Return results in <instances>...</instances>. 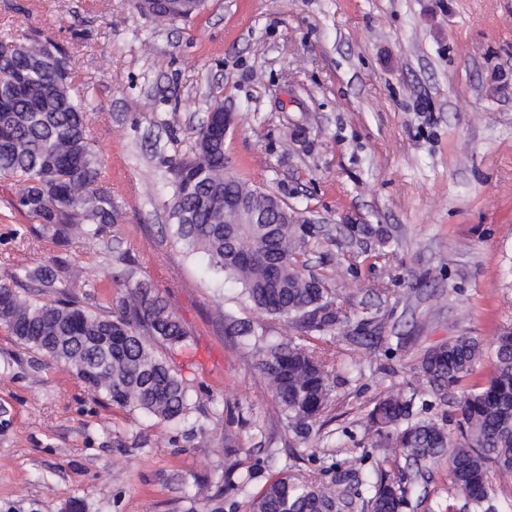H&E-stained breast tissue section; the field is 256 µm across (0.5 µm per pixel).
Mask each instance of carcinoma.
<instances>
[{"label":"carcinoma","mask_w":512,"mask_h":512,"mask_svg":"<svg viewBox=\"0 0 512 512\" xmlns=\"http://www.w3.org/2000/svg\"><path fill=\"white\" fill-rule=\"evenodd\" d=\"M186 18L179 0H158L154 20ZM50 41L0 38V175L18 183L14 207L56 227L98 235L118 216L103 163L88 144L89 83L65 54H51ZM168 217L171 234L189 254L202 252L214 277L241 285L252 307L303 332L297 339H271L263 328L230 325L239 343L254 351L256 369L268 382L285 427H307L325 410L337 365L331 344L348 315L336 304L326 280L305 273L301 241L305 225L292 208L277 224H226L224 198L262 205L272 194L224 171V137L203 122L187 155L170 168ZM128 267L113 281L127 287L116 316L93 312L73 295L75 281L62 279L48 264L0 279V325L23 345L68 365L87 388L112 405L175 422L190 412L189 385L160 354L179 347L190 333L152 285L129 286ZM51 293L47 301L32 293ZM490 378L469 382L482 357L480 343L459 337L427 350L417 379L459 390L456 435L436 423L412 419V399L392 392L370 414L374 448L425 465L448 460L453 488L469 512H484L490 473L512 480V327L495 342ZM251 470L232 465L224 481L245 486ZM349 489L335 478L274 477L249 504V512H341ZM404 481L385 478L363 500L367 512H403Z\"/></svg>","instance_id":"obj_1"}]
</instances>
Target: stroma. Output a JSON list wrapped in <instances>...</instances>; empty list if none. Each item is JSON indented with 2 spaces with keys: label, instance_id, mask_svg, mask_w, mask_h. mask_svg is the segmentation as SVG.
<instances>
[{
  "label": "stroma",
  "instance_id": "stroma-1",
  "mask_svg": "<svg viewBox=\"0 0 512 512\" xmlns=\"http://www.w3.org/2000/svg\"><path fill=\"white\" fill-rule=\"evenodd\" d=\"M10 33L51 39L89 82V144L118 218L58 238L10 206L17 188L0 178V279L76 267V296L108 315L124 293L112 276L133 265L191 333L165 356L192 410L164 422L114 407L0 326V512H248L278 474L344 476L346 512H362L381 474L403 476L371 445L380 399L416 391L415 418L454 430L453 391L413 369L468 336L486 380L512 326V0H207L166 24L133 0H0ZM218 101L234 117L230 166L310 225L306 271L350 317L332 400L306 434L280 421L223 318L276 338L294 328L165 234L168 165ZM236 462L254 470L247 486L224 482ZM406 485L404 512H466L447 462Z\"/></svg>",
  "mask_w": 512,
  "mask_h": 512
}]
</instances>
